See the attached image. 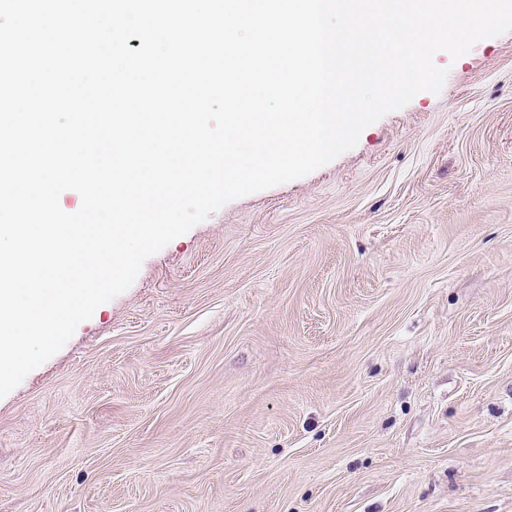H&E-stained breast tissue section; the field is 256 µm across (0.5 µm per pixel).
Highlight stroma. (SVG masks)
Segmentation results:
<instances>
[{"label":"stroma","mask_w":512,"mask_h":512,"mask_svg":"<svg viewBox=\"0 0 512 512\" xmlns=\"http://www.w3.org/2000/svg\"><path fill=\"white\" fill-rule=\"evenodd\" d=\"M433 61L0 398V512H512V32Z\"/></svg>","instance_id":"35a3bbf8"}]
</instances>
